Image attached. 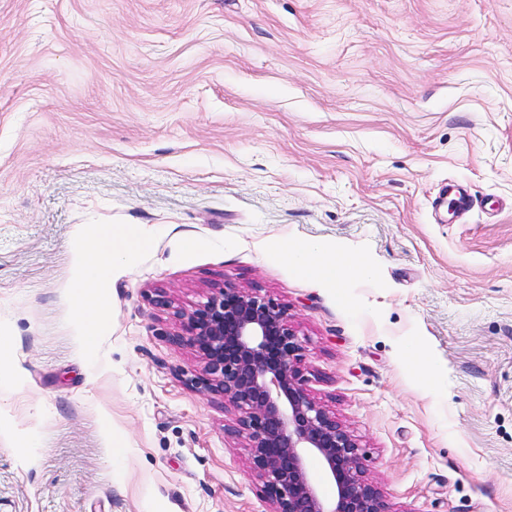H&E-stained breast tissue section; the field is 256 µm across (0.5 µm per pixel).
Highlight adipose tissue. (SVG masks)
<instances>
[{"mask_svg":"<svg viewBox=\"0 0 512 512\" xmlns=\"http://www.w3.org/2000/svg\"><path fill=\"white\" fill-rule=\"evenodd\" d=\"M85 252L92 254V261L83 263L74 283L76 308L84 321L82 341L90 345L97 341L95 321L102 313L106 301V288L116 266V252L103 233H93Z\"/></svg>","mask_w":512,"mask_h":512,"instance_id":"obj_1","label":"adipose tissue"}]
</instances>
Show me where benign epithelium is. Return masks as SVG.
<instances>
[{"mask_svg":"<svg viewBox=\"0 0 512 512\" xmlns=\"http://www.w3.org/2000/svg\"><path fill=\"white\" fill-rule=\"evenodd\" d=\"M188 333L212 389L241 412L270 512H389L362 475L356 440L303 388L302 346L284 307L226 285L190 316ZM313 460L334 486L329 498L309 472Z\"/></svg>","mask_w":512,"mask_h":512,"instance_id":"obj_1","label":"benign epithelium"}]
</instances>
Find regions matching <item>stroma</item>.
Segmentation results:
<instances>
[{
  "mask_svg": "<svg viewBox=\"0 0 512 512\" xmlns=\"http://www.w3.org/2000/svg\"><path fill=\"white\" fill-rule=\"evenodd\" d=\"M97 227L148 239L89 347ZM227 284L390 512H512V0H0V512H270L186 331ZM270 245L280 251L288 261L300 264L307 263L310 257L317 253L327 254L328 252L324 246L315 243L296 248L290 244L287 238L276 239ZM321 278L327 283L336 286L355 277L365 276L368 265L363 261H349L342 256H327L321 267L318 268Z\"/></svg>",
  "mask_w": 512,
  "mask_h": 512,
  "instance_id": "obj_1",
  "label": "stroma"
}]
</instances>
